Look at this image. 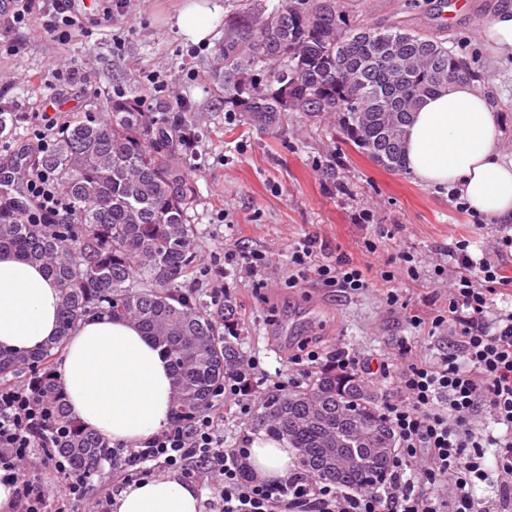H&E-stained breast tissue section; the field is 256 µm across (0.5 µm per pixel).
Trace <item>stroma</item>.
Here are the masks:
<instances>
[{
	"mask_svg": "<svg viewBox=\"0 0 512 512\" xmlns=\"http://www.w3.org/2000/svg\"><path fill=\"white\" fill-rule=\"evenodd\" d=\"M512 0H463L462 10L435 15L434 0H342L344 16L363 26L404 25L436 37L463 58L474 86L496 111L500 151L512 156V58L494 55L482 31L498 9ZM279 0H127L123 12L105 20L95 0L81 9L83 30L64 46L38 26L0 33V107L23 115L12 140L29 138L36 112L53 97L70 113L107 112L113 97L142 94L148 75L168 85L166 97L146 100L153 117L183 97L181 118L198 133L195 155L187 156L199 194V276L204 286L223 279L224 300L246 355L259 358L250 404L259 407L267 373H297L289 354L312 339L324 354L339 348L364 363L391 361L403 339L415 336L410 315L429 316L445 304L457 274L450 248L469 240L473 257L489 253L512 276V250H495L511 224H491L459 209L451 191L426 186L408 172L392 171L345 143L336 116L312 119L288 113L278 131L247 124L224 107V95L206 77L215 68L224 33L235 19ZM218 8L215 27L191 52V40L176 23L180 9ZM81 70L80 83L58 80V71ZM314 241L318 260L368 263L393 271L345 294L308 281L286 287L288 250L302 238ZM259 253L260 275L222 267L224 253ZM414 256L418 276L402 268V253ZM397 292L400 308L387 306Z\"/></svg>",
	"mask_w": 512,
	"mask_h": 512,
	"instance_id": "obj_1",
	"label": "stroma"
}]
</instances>
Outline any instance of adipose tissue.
Wrapping results in <instances>:
<instances>
[{
  "mask_svg": "<svg viewBox=\"0 0 512 512\" xmlns=\"http://www.w3.org/2000/svg\"><path fill=\"white\" fill-rule=\"evenodd\" d=\"M492 106L470 83L425 98L405 134L407 170L425 185L452 188L471 210L512 221V157L503 155ZM60 290L41 266L0 251V348L31 350L59 327ZM69 407L112 443L136 446L168 426L169 360L131 321L87 317L70 337L60 367ZM293 451L272 438L253 441L247 462L272 481L292 471ZM112 512H202L197 487L173 476L130 482Z\"/></svg>",
  "mask_w": 512,
  "mask_h": 512,
  "instance_id": "obj_1",
  "label": "adipose tissue"
}]
</instances>
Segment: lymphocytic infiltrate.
Returning <instances> with one entry per match:
<instances>
[{"label": "lymphocytic infiltrate", "instance_id": "f902f5d3", "mask_svg": "<svg viewBox=\"0 0 512 512\" xmlns=\"http://www.w3.org/2000/svg\"><path fill=\"white\" fill-rule=\"evenodd\" d=\"M12 25L38 23L58 43L78 28L73 0H11ZM28 192L35 202L28 218L40 224L70 220L52 177L35 169ZM467 241H456L458 264L448 303L430 320L411 316L427 337L448 332V350L438 361L397 362L391 375L396 398L383 404L398 448L388 479L369 489H342L301 473L283 481L246 477L242 448L220 438L223 407L234 402L249 414L244 381L226 380L216 401L191 427L172 425L135 448L116 447L112 459L132 476L174 472L186 479L206 477L214 485L206 512H512V309L494 304L502 286L512 285L500 266L473 258ZM289 286L312 278L327 287L358 291L370 285V269L316 261L313 242L294 243ZM488 417L487 427L473 419ZM49 416L30 386L0 384V470L16 486V512H47V489H58V508L86 499L85 479L51 454ZM497 471L493 496L479 499L477 483Z\"/></svg>", "mask_w": 512, "mask_h": 512}]
</instances>
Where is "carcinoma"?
<instances>
[{
    "label": "carcinoma",
    "mask_w": 512,
    "mask_h": 512,
    "mask_svg": "<svg viewBox=\"0 0 512 512\" xmlns=\"http://www.w3.org/2000/svg\"><path fill=\"white\" fill-rule=\"evenodd\" d=\"M222 66L210 78L224 105L246 123L274 130L284 113L339 115L346 143L390 170L406 169L404 137L387 142L390 118L405 128L425 97L448 78H474L443 43L402 26L346 23L340 0H280L230 29ZM16 112L0 111V140L15 135ZM196 136L185 123L164 133L148 113L120 97L111 115L81 112L50 149L0 156V251L36 263L61 289L58 334L28 351L0 349V382L24 373L52 419L54 452L89 477L112 461L107 439L71 413L53 360L85 318L133 320L169 358L171 420L188 426L229 377L248 374L236 337L225 334L233 308L204 299L197 272L198 202L183 150ZM50 172L74 212L70 224H37L25 214L29 168ZM253 429L286 442L298 468L339 487L370 488L388 475L396 439L377 390L327 368L304 385L269 396Z\"/></svg>",
    "instance_id": "cac0c4a2"
}]
</instances>
